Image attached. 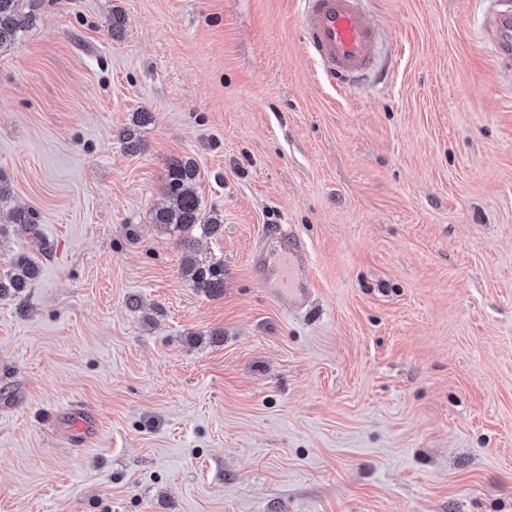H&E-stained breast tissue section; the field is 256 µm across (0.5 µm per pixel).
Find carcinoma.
Instances as JSON below:
<instances>
[{
  "label": "carcinoma",
  "mask_w": 512,
  "mask_h": 512,
  "mask_svg": "<svg viewBox=\"0 0 512 512\" xmlns=\"http://www.w3.org/2000/svg\"><path fill=\"white\" fill-rule=\"evenodd\" d=\"M23 0H0V47L15 41L18 31L24 27L26 15L22 13ZM197 177V166L191 159H175L168 170L165 185V202L158 206L152 214V223L158 224L172 233L186 234L197 228L210 235H216L223 226L218 215L202 214L200 200L191 190ZM13 223L27 226L29 233L38 235V217L32 210L18 209L13 212ZM16 273L8 282L0 281V296L8 289L19 293L28 287L36 274L35 262L27 257L18 260ZM191 281L196 288L208 292L220 291L224 288V271L215 268H189Z\"/></svg>",
  "instance_id": "cac0c4a2"
}]
</instances>
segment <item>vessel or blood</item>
Returning <instances> with one entry per match:
<instances>
[{
    "mask_svg": "<svg viewBox=\"0 0 512 512\" xmlns=\"http://www.w3.org/2000/svg\"><path fill=\"white\" fill-rule=\"evenodd\" d=\"M361 2L304 0L301 26L310 55L327 76L342 82L370 71L374 61L378 32L367 21ZM492 28L498 55L512 56V13L495 15ZM280 235L289 243L281 289L299 306L310 292L307 250L292 228L281 229Z\"/></svg>",
    "mask_w": 512,
    "mask_h": 512,
    "instance_id": "obj_1",
    "label": "vessel or blood"
}]
</instances>
